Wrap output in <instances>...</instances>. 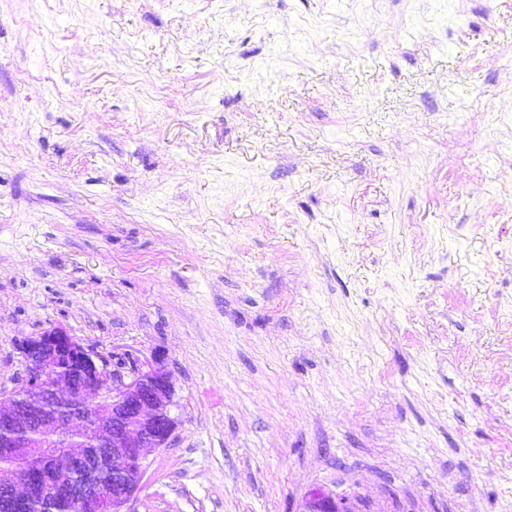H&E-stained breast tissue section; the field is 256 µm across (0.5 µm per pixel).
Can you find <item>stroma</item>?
<instances>
[{
  "mask_svg": "<svg viewBox=\"0 0 512 512\" xmlns=\"http://www.w3.org/2000/svg\"><path fill=\"white\" fill-rule=\"evenodd\" d=\"M55 326L172 376L134 512H512V0H0V387Z\"/></svg>",
  "mask_w": 512,
  "mask_h": 512,
  "instance_id": "35a3bbf8",
  "label": "stroma"
}]
</instances>
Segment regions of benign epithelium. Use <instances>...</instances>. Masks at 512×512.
I'll return each instance as SVG.
<instances>
[{
    "label": "benign epithelium",
    "instance_id": "7a95c632",
    "mask_svg": "<svg viewBox=\"0 0 512 512\" xmlns=\"http://www.w3.org/2000/svg\"><path fill=\"white\" fill-rule=\"evenodd\" d=\"M23 370L0 391V459H23L22 470L0 467V500L12 512L33 502L43 512H133L147 456L167 447L178 427L175 387L160 358L108 359L57 326L19 341ZM60 407L32 416L21 401ZM51 430L80 436L66 448L32 446L20 433ZM115 476L112 487L102 481Z\"/></svg>",
    "mask_w": 512,
    "mask_h": 512
}]
</instances>
